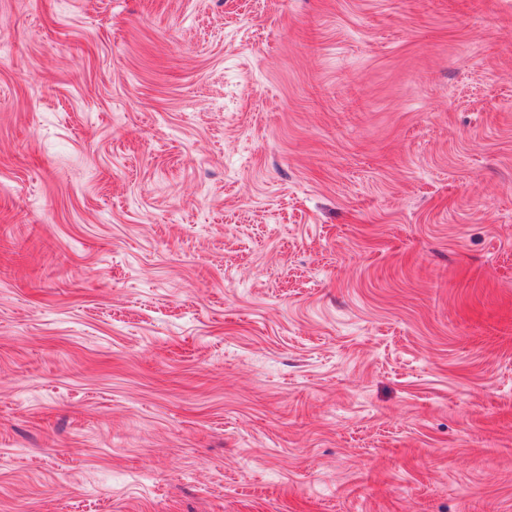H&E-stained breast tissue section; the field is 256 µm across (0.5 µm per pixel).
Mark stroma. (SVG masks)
<instances>
[{
  "label": "stroma",
  "mask_w": 512,
  "mask_h": 512,
  "mask_svg": "<svg viewBox=\"0 0 512 512\" xmlns=\"http://www.w3.org/2000/svg\"><path fill=\"white\" fill-rule=\"evenodd\" d=\"M0 512H512V0H0Z\"/></svg>",
  "instance_id": "stroma-1"
}]
</instances>
